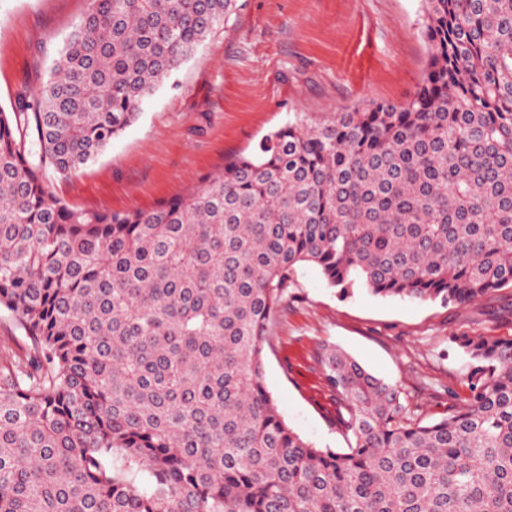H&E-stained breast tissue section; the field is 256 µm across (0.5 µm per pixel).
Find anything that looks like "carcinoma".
Masks as SVG:
<instances>
[{
  "mask_svg": "<svg viewBox=\"0 0 512 512\" xmlns=\"http://www.w3.org/2000/svg\"><path fill=\"white\" fill-rule=\"evenodd\" d=\"M403 103L297 112L150 209L90 211L46 171L93 162L240 0H87L38 86L0 108V512H512V339L459 338L470 395L423 424L321 359L347 448L263 383L311 265L342 295L467 304L512 288V0H424Z\"/></svg>",
  "mask_w": 512,
  "mask_h": 512,
  "instance_id": "obj_1",
  "label": "carcinoma"
}]
</instances>
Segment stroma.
<instances>
[{
	"label": "stroma",
	"instance_id": "35a3bbf8",
	"mask_svg": "<svg viewBox=\"0 0 512 512\" xmlns=\"http://www.w3.org/2000/svg\"><path fill=\"white\" fill-rule=\"evenodd\" d=\"M85 8L86 0H0V107L35 87ZM423 15V0H244L95 162L66 178L48 174L49 187L88 210L148 209L249 152L293 113L403 102L427 65ZM462 336L512 338V288L464 306L363 289L344 297L306 265L274 316L264 383L294 432L342 451L324 349L395 384L430 422L468 393L474 362Z\"/></svg>",
	"mask_w": 512,
	"mask_h": 512
}]
</instances>
